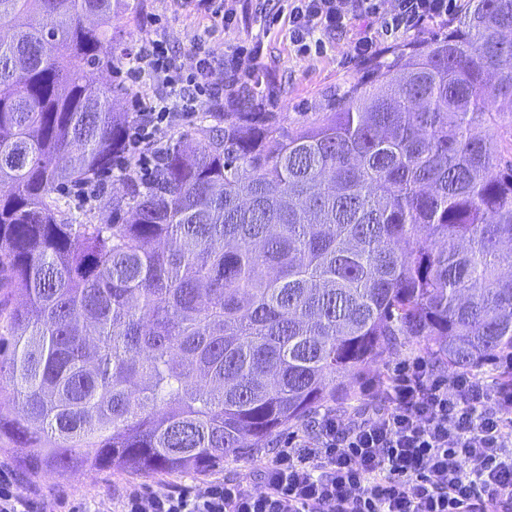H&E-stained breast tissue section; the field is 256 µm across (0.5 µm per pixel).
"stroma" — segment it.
Returning a JSON list of instances; mask_svg holds the SVG:
<instances>
[{
  "mask_svg": "<svg viewBox=\"0 0 512 512\" xmlns=\"http://www.w3.org/2000/svg\"><path fill=\"white\" fill-rule=\"evenodd\" d=\"M287 10V0H245L241 17L228 26L219 18L176 10L172 0H128L113 14L112 31L118 41L130 45L165 33L170 38L173 56L186 68L194 63L192 43L197 35H205L219 57L262 42L258 62L262 92L251 96L250 101L255 110L273 113L284 131L291 132L329 111L348 87L362 79L366 65L350 54L353 32L349 29L318 33V45L306 50L295 45ZM417 354V349L405 346L387 357L384 365L364 367L351 379L353 400L336 406V413L352 414L364 402V389L374 384L379 373H391L399 362ZM306 432V427L291 425L277 432L265 447L227 457L223 465L205 473L169 475L117 473L108 469H77L61 475L46 468L34 470L24 464L29 448L5 437L0 438V470L12 474L14 490L20 495L62 496L69 502L86 504L89 512H112L116 501L130 490L151 494L176 485L191 486L204 478L241 477L286 447L292 435Z\"/></svg>",
  "mask_w": 512,
  "mask_h": 512,
  "instance_id": "35a3bbf8",
  "label": "stroma"
}]
</instances>
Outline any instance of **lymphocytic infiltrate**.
Segmentation results:
<instances>
[{"label": "lymphocytic infiltrate", "mask_w": 512, "mask_h": 512, "mask_svg": "<svg viewBox=\"0 0 512 512\" xmlns=\"http://www.w3.org/2000/svg\"><path fill=\"white\" fill-rule=\"evenodd\" d=\"M456 0H288L295 43L319 31L355 29L353 56L369 61L382 34L434 22ZM383 17L377 30L373 18ZM183 72L165 37L142 41L126 75L155 96L137 112L133 134L158 145L203 99L244 93L253 71L225 69L205 37ZM255 482L259 491L248 490ZM117 512H512V381L472 372L440 376L422 357L402 361L382 399L349 416L327 412L315 433L290 439L255 471L231 480L144 495L124 494Z\"/></svg>", "instance_id": "f902f5d3"}]
</instances>
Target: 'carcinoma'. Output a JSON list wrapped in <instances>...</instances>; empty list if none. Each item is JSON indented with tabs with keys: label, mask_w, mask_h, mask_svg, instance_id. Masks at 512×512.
I'll return each mask as SVG.
<instances>
[{
	"label": "carcinoma",
	"mask_w": 512,
	"mask_h": 512,
	"mask_svg": "<svg viewBox=\"0 0 512 512\" xmlns=\"http://www.w3.org/2000/svg\"><path fill=\"white\" fill-rule=\"evenodd\" d=\"M117 2L0 0V434L25 464L205 472L402 346L512 353V0H467L292 133L205 113L87 224L56 193L127 148L90 77Z\"/></svg>",
	"instance_id": "1"
}]
</instances>
